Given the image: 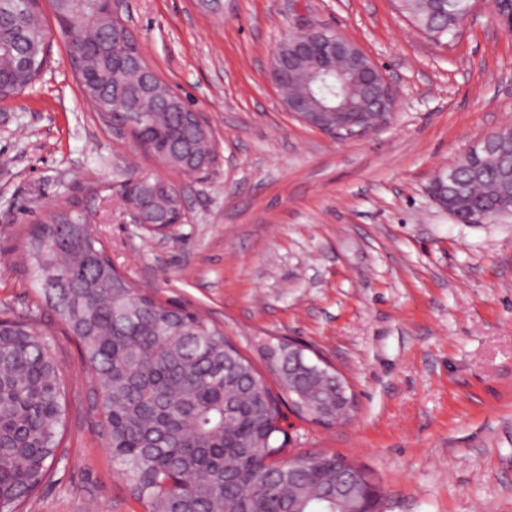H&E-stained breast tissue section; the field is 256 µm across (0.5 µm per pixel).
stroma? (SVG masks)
I'll list each match as a JSON object with an SVG mask.
<instances>
[{
  "mask_svg": "<svg viewBox=\"0 0 512 512\" xmlns=\"http://www.w3.org/2000/svg\"><path fill=\"white\" fill-rule=\"evenodd\" d=\"M39 4L50 63L0 101V318L44 334L68 414L52 478L25 512H144L105 447L97 383L22 254L25 229L75 196L120 271L223 328L258 371L259 343L289 338L348 379L351 417L294 421L287 455L364 467L380 512H512V213L463 224L433 198L450 163L512 124V32L492 0L438 40L395 0H122L148 63L213 134L218 162L201 179L99 120L51 0ZM305 22L379 64L389 125L335 141L286 110L270 59ZM132 174L179 186L183 223H131Z\"/></svg>",
  "mask_w": 512,
  "mask_h": 512,
  "instance_id": "obj_1",
  "label": "stroma"
}]
</instances>
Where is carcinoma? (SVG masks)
<instances>
[{
    "mask_svg": "<svg viewBox=\"0 0 512 512\" xmlns=\"http://www.w3.org/2000/svg\"><path fill=\"white\" fill-rule=\"evenodd\" d=\"M476 0H399L421 31L440 39L454 31ZM55 11L84 24L71 44L78 73L93 74L81 87L96 111L120 96L121 112L148 116L149 152L165 155L188 175L196 156L215 154L194 137L185 117L161 104L166 90L142 88L135 72L114 65L112 20L97 0H57ZM25 57L24 69L16 66ZM46 30L35 0H0V99L32 86L48 67ZM331 102L345 93L335 76L315 85ZM512 194V147L482 160L479 178L462 170L448 196L463 212H492ZM178 202L176 187L159 177L141 185L132 204L151 219ZM74 201L45 213L25 234V250L45 305L76 337L97 381L112 461L145 512H361V486L337 500L336 465L358 466L335 455L288 480V468L269 458L283 451L279 395L264 382L224 331L198 314L160 302L118 273L104 243ZM262 357L300 416L330 422L336 377L312 371L285 342L266 341ZM67 400L52 348L25 319L0 320V512H24L50 478L63 443Z\"/></svg>",
    "mask_w": 512,
    "mask_h": 512,
    "instance_id": "carcinoma-1",
    "label": "carcinoma"
}]
</instances>
